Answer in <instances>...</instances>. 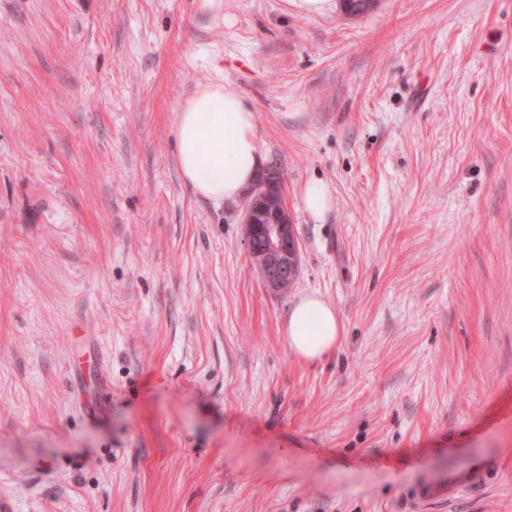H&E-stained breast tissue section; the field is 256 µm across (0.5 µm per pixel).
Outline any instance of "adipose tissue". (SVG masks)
<instances>
[{
	"label": "adipose tissue",
	"mask_w": 512,
	"mask_h": 512,
	"mask_svg": "<svg viewBox=\"0 0 512 512\" xmlns=\"http://www.w3.org/2000/svg\"><path fill=\"white\" fill-rule=\"evenodd\" d=\"M173 136L181 177L198 198L215 204L236 200L259 172L254 114L224 86L201 85L181 103ZM340 332L335 309L313 295L292 307L285 326L290 349L309 361L329 353Z\"/></svg>",
	"instance_id": "obj_1"
}]
</instances>
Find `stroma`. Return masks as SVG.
I'll return each instance as SVG.
<instances>
[{"instance_id": "1", "label": "stroma", "mask_w": 512, "mask_h": 512, "mask_svg": "<svg viewBox=\"0 0 512 512\" xmlns=\"http://www.w3.org/2000/svg\"><path fill=\"white\" fill-rule=\"evenodd\" d=\"M0 0V496L16 512H404L433 468L512 512V0ZM237 92L300 244L180 176L178 105ZM324 181L332 205L306 210ZM341 321L308 361L306 295ZM282 197L278 173L268 172L253 185L244 204L245 240L253 264L265 288L284 292L300 270V251L295 226ZM304 202L306 209L315 218H321L332 203L328 187L320 181H312L305 187ZM341 332L336 310L313 295L302 297L291 309L285 326L290 349L300 358L321 359L336 345ZM495 473V463L486 458L476 459L463 468L448 467L430 472L408 495L412 512H420L428 504L448 501L449 497L481 487L493 479Z\"/></svg>"}]
</instances>
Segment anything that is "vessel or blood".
I'll use <instances>...</instances> for the list:
<instances>
[{"label": "vessel or blood", "mask_w": 512, "mask_h": 512, "mask_svg": "<svg viewBox=\"0 0 512 512\" xmlns=\"http://www.w3.org/2000/svg\"><path fill=\"white\" fill-rule=\"evenodd\" d=\"M496 473L492 460L479 458L462 468H448L428 473L408 495L413 512L424 506L460 496L487 484Z\"/></svg>", "instance_id": "vessel-or-blood-1"}]
</instances>
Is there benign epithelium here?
Listing matches in <instances>:
<instances>
[{
    "mask_svg": "<svg viewBox=\"0 0 512 512\" xmlns=\"http://www.w3.org/2000/svg\"><path fill=\"white\" fill-rule=\"evenodd\" d=\"M242 224L249 255L264 287L286 291L297 278L300 251L278 173L268 172L253 185L244 204Z\"/></svg>",
    "mask_w": 512,
    "mask_h": 512,
    "instance_id": "7a95c632",
    "label": "benign epithelium"
}]
</instances>
